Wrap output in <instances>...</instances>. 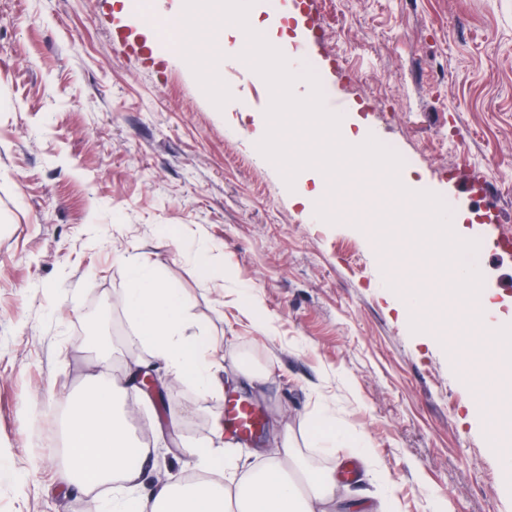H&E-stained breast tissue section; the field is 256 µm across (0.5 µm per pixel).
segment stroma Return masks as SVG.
Wrapping results in <instances>:
<instances>
[{
    "label": "stroma",
    "mask_w": 512,
    "mask_h": 512,
    "mask_svg": "<svg viewBox=\"0 0 512 512\" xmlns=\"http://www.w3.org/2000/svg\"><path fill=\"white\" fill-rule=\"evenodd\" d=\"M289 31L321 65L324 101L341 97L377 141L412 158L399 177L482 207L512 237V0H312ZM143 32L122 0H0V512H110L111 489L62 480L67 394L101 364L90 324L112 339L115 377L144 363L166 401L136 397L130 423L147 433L152 466L136 489L179 477L189 446L218 445L226 394L268 423L297 426L324 409L369 435L372 469L354 448L297 438L305 467L336 468L338 494L396 512H512V476L471 419L481 391L462 385L446 342L399 317L385 266L434 283L435 324L449 321L447 279L418 252L408 225L377 248L378 193L346 187L338 222L303 217L278 167L260 156L265 80L216 108L183 59L160 45L127 50ZM491 182L495 199L469 185ZM469 233L488 288L512 305V254L484 227ZM152 269L186 301L190 331L213 362L246 355L269 366L264 392L224 374L223 391L176 380L116 296L126 260ZM100 307L90 321L87 310Z\"/></svg>",
    "instance_id": "35a3bbf8"
}]
</instances>
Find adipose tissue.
Returning <instances> with one entry per match:
<instances>
[{"label":"adipose tissue","instance_id":"obj_1","mask_svg":"<svg viewBox=\"0 0 512 512\" xmlns=\"http://www.w3.org/2000/svg\"><path fill=\"white\" fill-rule=\"evenodd\" d=\"M127 282L119 303L136 326L138 341L178 380L205 390H217L212 362L201 337L189 334L187 306L147 266L126 265ZM136 369L122 379L101 368L89 387L67 396L64 468L68 479L87 490L115 486L112 512H330L336 501L335 469L307 471L296 455L289 430H282L254 457L218 455L213 448H189L195 459L191 475L158 488L151 497L135 489L150 451L128 422L127 397L137 394ZM323 448L339 445L355 449L369 460V438L351 433L335 417L320 415L305 431Z\"/></svg>","mask_w":512,"mask_h":512}]
</instances>
